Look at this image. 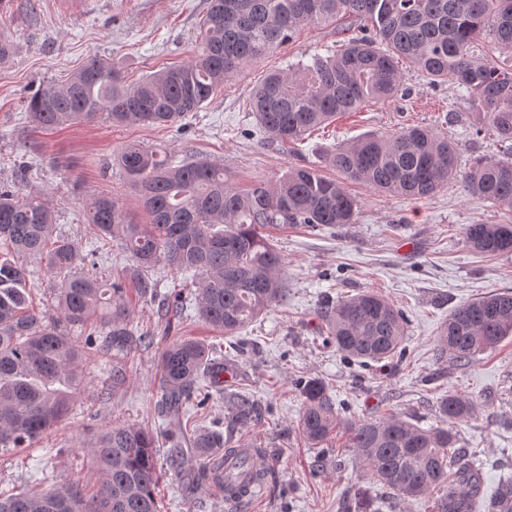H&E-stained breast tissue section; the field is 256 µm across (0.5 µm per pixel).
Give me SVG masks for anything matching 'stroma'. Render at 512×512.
Wrapping results in <instances>:
<instances>
[{
  "instance_id": "1",
  "label": "stroma",
  "mask_w": 512,
  "mask_h": 512,
  "mask_svg": "<svg viewBox=\"0 0 512 512\" xmlns=\"http://www.w3.org/2000/svg\"><path fill=\"white\" fill-rule=\"evenodd\" d=\"M208 7L209 0H0V35L12 44L11 55L0 61V184L46 197L57 234L82 245L83 213L100 194L118 200L128 223L150 221L116 162L132 141L176 162L222 164L243 191L293 166H312L336 178L324 159L337 144L411 125L454 141L464 172L498 149L494 137L469 132L464 91L451 82L431 86L409 67L402 70L407 96L340 115L288 146L267 141L249 110L254 87L269 70L341 49L349 34L339 22L300 29L226 82L199 112L167 127L117 126L101 118L45 129L25 119L24 101L32 91L61 83L92 57L113 62L129 83L185 63L200 47ZM25 162L33 168L23 180L17 168ZM346 188L359 201L355 223L269 228L286 262L287 298L235 336H224L198 317L193 285L167 266H160L158 277L184 298L174 329H167L156 303L128 289L130 321L149 340L137 350L125 381L106 392L111 361L88 363L86 386L50 436L0 459V490L29 485L41 466L53 469L57 485L95 487L83 448L102 427L117 422L156 431L158 453L167 457L173 447L165 436L168 425L154 412L158 362L165 347L186 337L206 342L214 358L231 368L223 391L191 413L187 429L217 428L233 397L250 396L261 417L255 425L234 428L230 442L263 449L265 476L245 507L228 508L208 484L188 493L179 476L167 472L157 490L160 512H347L358 492L373 499L376 512H430L431 499L405 503L373 484L345 433L321 447L309 446L297 430L299 376L325 380L345 418L398 413L424 428L438 425L437 403L448 391L474 396L478 409L457 425L458 445L482 466L486 486L512 476V338L463 365L437 347L439 329L456 306L492 291H512V255L482 256L462 240L467 224H512V210L470 195L455 180L423 199L388 196L351 181ZM367 290L391 300L407 318L404 357L383 370L344 359L322 334L317 315L326 298Z\"/></svg>"
}]
</instances>
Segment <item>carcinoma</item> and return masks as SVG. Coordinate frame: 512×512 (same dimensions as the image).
Wrapping results in <instances>:
<instances>
[{
  "mask_svg": "<svg viewBox=\"0 0 512 512\" xmlns=\"http://www.w3.org/2000/svg\"><path fill=\"white\" fill-rule=\"evenodd\" d=\"M338 18L361 36L332 55L272 70L254 88L250 111L269 139L295 142L366 102L392 100L403 91L399 64L405 61L434 81L466 90L475 134L491 130L512 142V68L477 52L485 36L498 52H512V0H211L200 49L188 62L127 84L114 66L93 58L64 83L32 92L26 118L44 128L102 116L121 124L172 125L300 27ZM325 161L344 179L392 196L427 198L457 176L456 145L421 126L339 144ZM119 164L151 223H125L118 203L100 195L85 213L87 239L95 245L87 253L63 236L52 238L55 214L45 199L0 184V456L40 440L68 413L84 384L83 363L116 353L122 361L112 364V383L118 384L129 356L147 339L128 323L124 282L104 288L84 272L104 245L116 241L130 256L131 278L146 300L161 295L155 275L161 263L196 278L202 321L233 336L286 300L284 260L262 229L351 224L359 208L342 182L309 166L291 167L242 193L217 163L175 164L137 143L121 149ZM462 181L468 193L512 209V153L480 159ZM508 227L467 224L463 241L480 255H509L512 239L502 236ZM30 259L58 279L51 315L30 298ZM319 318L338 351L362 367L404 353V314L381 294L326 301ZM509 337L512 291H494L453 309L437 343L465 362ZM223 374L224 363L204 343H172L160 357L158 413L182 423L185 408L203 405L207 388L223 384ZM295 385L303 402L298 430L313 447L341 427L368 475L395 498L410 503L442 487L432 512H474L485 481L481 468L456 449L455 424L475 415L476 399L448 392L438 402L440 425L424 429L400 414L346 420L325 380L302 376ZM259 415L253 400L239 396L228 420L247 427ZM157 445L148 429L114 423L85 448L100 479L93 494L41 481L0 492V512H159ZM223 447L221 431L196 433L192 448L175 449L170 467L186 485L213 480L234 487V472L245 461L228 460ZM488 512H512V478L493 488Z\"/></svg>",
  "mask_w": 512,
  "mask_h": 512,
  "instance_id": "cac0c4a2",
  "label": "carcinoma"
}]
</instances>
